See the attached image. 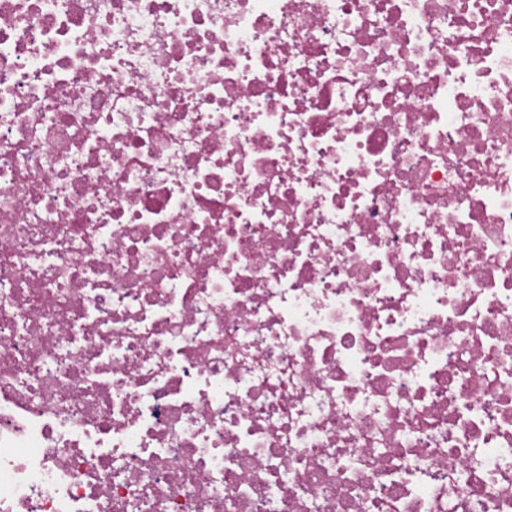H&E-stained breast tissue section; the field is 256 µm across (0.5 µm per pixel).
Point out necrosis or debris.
Here are the masks:
<instances>
[{"label": "necrosis or debris", "instance_id": "1", "mask_svg": "<svg viewBox=\"0 0 512 512\" xmlns=\"http://www.w3.org/2000/svg\"><path fill=\"white\" fill-rule=\"evenodd\" d=\"M0 512H512V0H0Z\"/></svg>", "mask_w": 512, "mask_h": 512}]
</instances>
